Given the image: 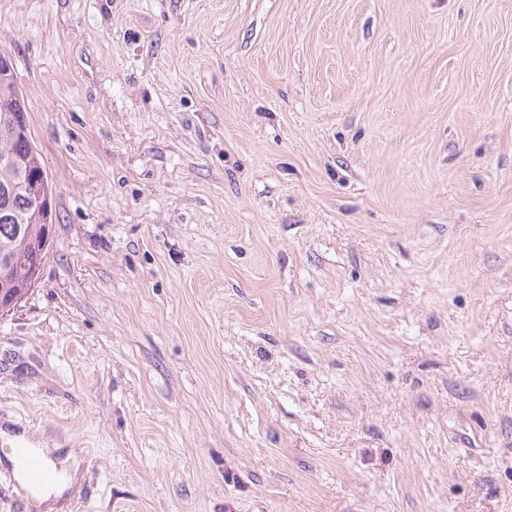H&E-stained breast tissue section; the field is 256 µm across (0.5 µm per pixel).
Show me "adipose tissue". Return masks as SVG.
Listing matches in <instances>:
<instances>
[{"mask_svg":"<svg viewBox=\"0 0 512 512\" xmlns=\"http://www.w3.org/2000/svg\"><path fill=\"white\" fill-rule=\"evenodd\" d=\"M31 453L52 473V480L44 485L32 484L28 478L23 461L16 453L5 456L20 492L35 506L51 507L52 503L63 499L64 495L76 483L81 463V449H70L66 455H58L56 449L31 446Z\"/></svg>","mask_w":512,"mask_h":512,"instance_id":"adipose-tissue-1","label":"adipose tissue"}]
</instances>
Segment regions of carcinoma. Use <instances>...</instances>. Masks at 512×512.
Returning a JSON list of instances; mask_svg holds the SVG:
<instances>
[{
    "label": "carcinoma",
    "instance_id": "obj_1",
    "mask_svg": "<svg viewBox=\"0 0 512 512\" xmlns=\"http://www.w3.org/2000/svg\"><path fill=\"white\" fill-rule=\"evenodd\" d=\"M6 100L14 102L15 108L0 110V133L19 120L28 124L24 98L17 95L11 80L0 76V102ZM5 152L31 166L35 173L43 169L41 154L33 144L29 129L14 137L0 136V155ZM49 224H53V214L33 206L25 191L6 192L0 185V258L22 246L47 254L44 231ZM32 285L31 278L23 272L15 276L0 274V296L5 299L26 295Z\"/></svg>",
    "mask_w": 512,
    "mask_h": 512
}]
</instances>
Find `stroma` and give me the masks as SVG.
Listing matches in <instances>:
<instances>
[{
  "instance_id": "obj_1",
  "label": "stroma",
  "mask_w": 512,
  "mask_h": 512,
  "mask_svg": "<svg viewBox=\"0 0 512 512\" xmlns=\"http://www.w3.org/2000/svg\"><path fill=\"white\" fill-rule=\"evenodd\" d=\"M54 184L0 427L61 512H512V0H0ZM6 443L21 442L30 446L29 450L38 460L28 456L24 448L20 449V455L25 459L30 479L37 484L52 480L44 485H34L30 482L24 463L11 448V452L5 454V460L10 466L14 479L18 485L17 491L31 500L34 505L45 507V511L53 512L52 503H57L77 482L81 463V454L84 449L71 448L63 458L58 457V448H45L38 445H30L22 436H10L6 431L2 432ZM49 470H48V469ZM50 471V472H49Z\"/></svg>"
}]
</instances>
